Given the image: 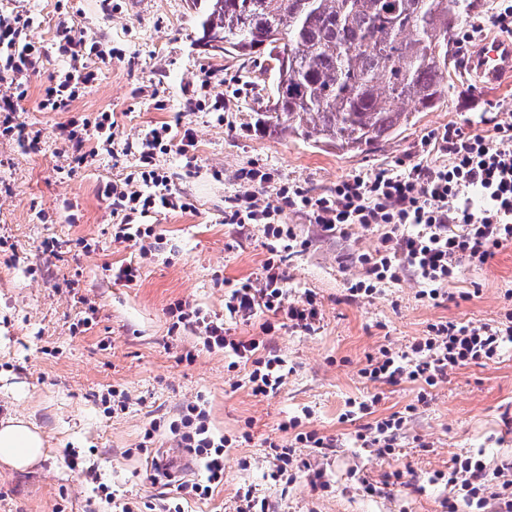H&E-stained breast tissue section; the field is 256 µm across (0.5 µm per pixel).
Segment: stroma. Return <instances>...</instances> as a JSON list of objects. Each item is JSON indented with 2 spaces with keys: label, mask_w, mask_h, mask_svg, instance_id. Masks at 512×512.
I'll list each match as a JSON object with an SVG mask.
<instances>
[{
  "label": "stroma",
  "mask_w": 512,
  "mask_h": 512,
  "mask_svg": "<svg viewBox=\"0 0 512 512\" xmlns=\"http://www.w3.org/2000/svg\"><path fill=\"white\" fill-rule=\"evenodd\" d=\"M0 14L33 21L29 38L40 65L24 81L19 120L40 129L29 148L0 134V418L30 420L44 435L46 455L27 471L0 466V512H111L87 479L124 498L147 503L175 489L149 480L156 454L182 453L169 424L185 404L203 399L213 433L230 441L224 451V483L211 499L187 501L185 512H235L236 494L252 488L273 512H444L445 484L428 476L447 471L454 458L483 452L490 464L512 459V348L494 360L449 370L430 387L431 400L408 423L394 455L379 457L357 447L358 422L344 421L352 402L375 399L374 418L403 411L422 385L372 383L361 375L380 348L405 350L430 325L461 320H504L512 312V246L488 264L465 267L449 283L443 301L421 297L419 281L404 274L369 296L348 289L363 279L356 255L374 252L382 230L351 226L331 234L310 215L289 211L286 220L304 250L284 255L281 283L287 300L316 294L322 318L315 332L291 326L277 331L271 348L288 365L279 390L254 396L245 369L229 370L223 352L204 348L191 329H173L170 303L187 300L214 318L224 315L232 285L262 286L269 258L262 225L225 223L224 198L239 189L241 169L261 166L277 181L313 194L340 180L421 155L425 135L448 125L494 139L512 124V81L484 90L465 75L467 43L455 41L448 92L437 109L419 112L395 138L362 153L318 149L266 125L257 95L271 79L262 59H234L205 49L201 12L192 0H0ZM75 25L96 53L84 56L94 70L92 87L63 111L43 105L44 90L68 70L57 50L61 23ZM223 111H215V101ZM109 112L118 143L134 142L148 127L192 129L196 147L187 155L157 154L189 212L150 216L163 237L161 249L143 254L140 244L112 239V211L99 193L105 182L132 172L135 155L112 160L99 154L73 173L63 171L60 124ZM59 243L56 253L46 242ZM140 266V278L113 283L112 266ZM96 308L89 330L72 334L85 305ZM125 392L124 410H111L109 389ZM161 427L152 440V420ZM336 439L328 454L311 453L331 486L311 490L305 474L288 483L267 477L269 442H282L284 424ZM84 469L71 470L67 454ZM401 471L402 482L391 480ZM383 486L381 495L361 491V480Z\"/></svg>",
  "instance_id": "1"
}]
</instances>
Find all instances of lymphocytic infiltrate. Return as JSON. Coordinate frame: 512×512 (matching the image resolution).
Listing matches in <instances>:
<instances>
[{
    "mask_svg": "<svg viewBox=\"0 0 512 512\" xmlns=\"http://www.w3.org/2000/svg\"><path fill=\"white\" fill-rule=\"evenodd\" d=\"M30 24V18L19 15L0 20V74L14 81L28 76L38 62L36 48L27 39ZM57 37L59 53L73 62L63 81L45 90L46 104L60 110L68 105V93L87 87L95 73L79 63L86 53L81 31L64 24ZM112 129V115L105 111L91 118L69 120L60 126L58 136L67 147L69 162L81 167L97 156L100 148L112 146ZM173 144L181 153H189L196 145L192 130H184L177 140L165 124L146 130L136 146L137 168L123 181L103 186L101 194L116 220L115 239L161 242V235L146 222L149 214L160 209L192 210L191 199L174 195L170 177L155 163L157 153ZM433 147L448 153L447 164L431 165L422 160L401 170L380 168L345 178L328 194L317 197L298 186L276 184L272 172L256 167L242 169L240 191L224 201V221L241 228L263 225L265 235L288 253L305 246L285 221L289 209L310 212L314 223L327 232L342 233L355 224L383 228L379 247L358 258L366 277L351 284L350 297L372 295L379 283L399 280L408 271L423 284L424 297L438 300L464 264L487 263L512 244V124L498 127L492 140L447 126L424 138L423 150ZM272 184L277 187V205L259 204V191ZM262 270L263 288H254L246 280L231 289L222 320L209 319L199 307L183 300L170 304L168 313L176 324L199 332L205 348L223 351L230 368L249 366L247 382L252 394L266 397L281 385L285 367L284 359L269 348L272 333L287 322L303 331H314L321 308L309 291L294 302H286L281 287L283 273L274 259H267ZM258 315L263 318L259 335L246 339L226 335L225 321H247ZM509 345L512 320L497 324L441 321L430 325L427 336L416 340L409 350L381 348L378 356L369 359L362 375L390 383L421 381L427 389L445 380L450 368L499 358ZM426 389L418 393L406 412L374 421L370 445L376 455H393L408 414L426 403ZM169 429L207 472L205 482L179 486L180 502L165 501L157 507V512H184L182 499L209 500L223 484L224 449L229 441L211 432L206 411L197 401L186 404ZM331 446L330 439L315 432L294 433L276 445L270 479L280 481L294 468L307 474L312 488L327 490L330 481L326 472L313 467L299 450L322 451ZM446 484L448 512H512V461L492 467L479 455L454 459Z\"/></svg>",
    "mask_w": 512,
    "mask_h": 512,
    "instance_id": "obj_1",
    "label": "lymphocytic infiltrate"
}]
</instances>
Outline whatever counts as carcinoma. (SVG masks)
<instances>
[{
  "label": "carcinoma",
  "instance_id": "1",
  "mask_svg": "<svg viewBox=\"0 0 512 512\" xmlns=\"http://www.w3.org/2000/svg\"><path fill=\"white\" fill-rule=\"evenodd\" d=\"M202 26L264 43L284 32L288 79L275 90L269 126L304 141L364 153L396 134L412 112L448 91L449 48L474 0H203Z\"/></svg>",
  "mask_w": 512,
  "mask_h": 512
}]
</instances>
